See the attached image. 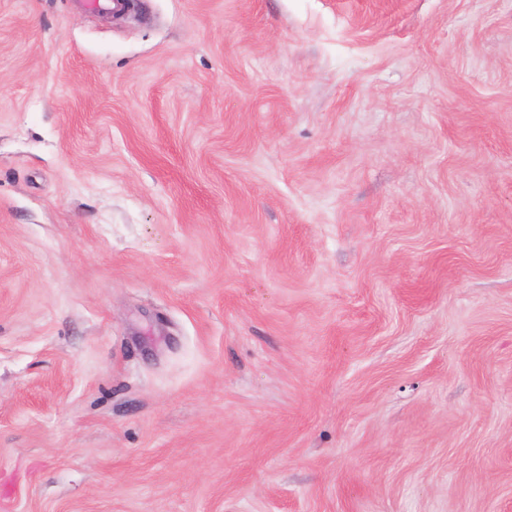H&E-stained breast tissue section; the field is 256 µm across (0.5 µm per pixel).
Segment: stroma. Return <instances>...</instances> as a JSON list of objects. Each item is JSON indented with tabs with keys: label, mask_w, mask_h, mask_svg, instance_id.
Instances as JSON below:
<instances>
[{
	"label": "stroma",
	"mask_w": 512,
	"mask_h": 512,
	"mask_svg": "<svg viewBox=\"0 0 512 512\" xmlns=\"http://www.w3.org/2000/svg\"><path fill=\"white\" fill-rule=\"evenodd\" d=\"M0 0V512H512V0Z\"/></svg>",
	"instance_id": "stroma-1"
}]
</instances>
